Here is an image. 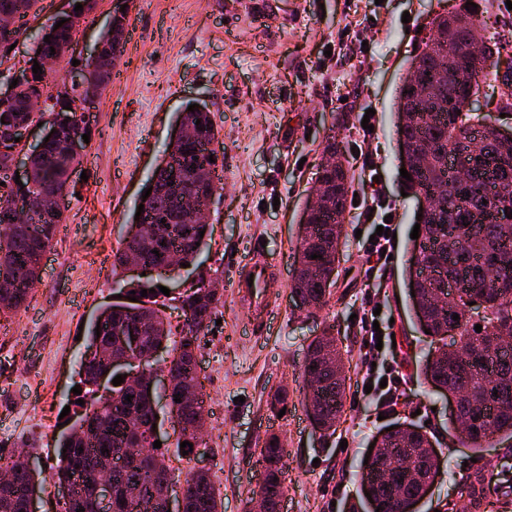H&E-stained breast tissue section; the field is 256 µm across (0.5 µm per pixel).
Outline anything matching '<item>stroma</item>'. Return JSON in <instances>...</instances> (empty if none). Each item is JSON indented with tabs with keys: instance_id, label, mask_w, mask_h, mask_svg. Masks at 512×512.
<instances>
[{
	"instance_id": "1",
	"label": "stroma",
	"mask_w": 512,
	"mask_h": 512,
	"mask_svg": "<svg viewBox=\"0 0 512 512\" xmlns=\"http://www.w3.org/2000/svg\"><path fill=\"white\" fill-rule=\"evenodd\" d=\"M113 0H99L81 22L73 55L99 42ZM467 0H133L123 53L91 117L92 137L77 167L64 224L46 251L27 303L0 317V455L29 452L36 469L56 463L68 426L60 414L72 404L85 351L80 328L115 294L112 255L122 248L126 220L172 139L175 114L188 101L206 103L224 141V196L209 219V245L182 279H211L223 291L213 332L197 351L207 411L197 446L201 463L223 493L224 512H246L259 475L267 434L286 449L283 512H339L356 501L354 475L383 427L372 403L345 405L336 433L315 432L306 414L302 366L311 341L331 330L349 353L347 388L363 373L349 318L364 289V256L355 236L358 212L342 229L347 256L327 307L299 310L291 296L299 212L316 187L328 140L339 144L358 193L382 194L393 209L397 262L380 299L400 349L407 381L396 410L413 423L429 418L441 430L448 401L411 365L430 345L412 316L403 278L417 202L402 196L393 102L429 19ZM486 43L512 44L506 0H474ZM410 21H403V14ZM353 39L343 43L341 30ZM373 132H365V125ZM377 170L376 182L363 173ZM264 241L254 253V240ZM265 260L276 281L267 332L251 331L253 316L229 282L243 265ZM287 389L284 414L270 410L271 393ZM455 476H439L418 512H438L465 479L470 449L444 446Z\"/></svg>"
}]
</instances>
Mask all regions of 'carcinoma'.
I'll list each match as a JSON object with an SVG mask.
<instances>
[{"instance_id": "obj_1", "label": "carcinoma", "mask_w": 512, "mask_h": 512, "mask_svg": "<svg viewBox=\"0 0 512 512\" xmlns=\"http://www.w3.org/2000/svg\"><path fill=\"white\" fill-rule=\"evenodd\" d=\"M41 0H0V17L17 20L40 15ZM83 10H70L41 26L34 38L29 67L19 71L21 91L14 99H0V150L10 151L19 145L10 138L18 126L51 116L62 128L75 129L80 122L76 101L91 95L101 98L112 79V71L123 52L125 26L108 29L100 39L97 58L81 66L90 69L91 80L81 90L69 87L65 77L41 74L35 79L32 64H43L51 56L59 57L62 48L73 40L75 29L94 0H72ZM61 27H55L60 20ZM435 41L411 59L408 76L419 84L425 98L402 85L394 102V127L397 147L416 146L421 154L410 167V191L417 189L437 196L435 216L424 224L418 238L411 241L404 279L409 282L412 314L419 317L417 307L429 309L428 323L432 339L442 347L428 351L417 372L441 392L446 387L459 394L456 412L448 414L443 430L455 429L456 419L463 420L464 429L456 438L458 446L480 453L494 448L504 440H512V343L496 346L490 341L495 334L512 337V224H501L499 209L512 210V137L480 130L472 123L470 98L480 92L472 78L484 82L498 78L497 64L504 46H484L482 60L462 67L454 55V46L474 37L481 22L469 12L437 15L431 20ZM26 34L19 25L0 28V60L8 55L14 39ZM50 42H44L45 36ZM55 52H50V49ZM175 126L183 138L171 141L148 180L151 189L139 219L129 217L130 227L140 228L136 239L124 242L113 256L112 274L119 277L134 258L148 266L168 264L169 253L176 250L180 261L189 264L208 236L184 209L187 199L220 201V187L205 181L201 170L215 168L218 148L223 146L220 130L211 118L207 104L201 102L194 111L183 108L177 113ZM479 140L478 149L465 157L471 182L455 177V160L451 144L457 139ZM319 181L331 193L332 208L303 207L299 215L296 250L298 266L292 277L291 292L322 309L333 294L336 278L333 262L322 257L328 249L340 250L336 216L347 209L351 181L343 168L322 169ZM70 193L67 160L58 146L50 144L32 160L28 178L12 184L0 177V279L7 287L0 288V315L22 307L29 297V283L39 277L40 257L51 245L58 225L64 221L65 209H54L55 200ZM22 198L27 211L17 216L10 207L12 198ZM159 254H154V251ZM318 258L313 259L311 255ZM426 268L445 272L455 291L440 301L432 299L436 280L421 275ZM163 275L147 280L135 288V296L143 305L130 316L113 310H101L88 325L86 351L78 363V376L83 399V412L58 442L57 463L50 480L57 484L69 479L72 495L65 501V512H103L95 494L96 479L104 462L118 463L112 471V507L110 512H165L162 491L182 483L183 512H223L222 492L209 474H196L188 468L185 477L175 475L167 452L150 446L157 427L152 396L142 390L146 379L112 387V396L103 401L94 396L98 377L109 372L110 378L121 368H110L111 358L122 351V343L113 336L118 325L133 327L142 348L149 350L171 341L173 330L162 314L164 294L158 285ZM149 294L143 297L141 291ZM471 290L481 296L484 314L481 332L470 323L469 311L461 304V293ZM221 297L214 290L197 289L183 299V323L180 340L171 341L169 361L160 366L148 362L149 371H166L171 378L170 401L180 398L175 424L177 443L197 444V431L205 426L202 383L197 371L199 337L206 334L216 314ZM459 319H453V314ZM100 331H95V328ZM450 342H445V339ZM344 359L342 346L325 332L308 347L303 374L312 382L313 408L307 411L312 427L324 436L336 431L342 418L346 386L336 377V360ZM132 396L126 401L125 396ZM386 446L369 465H361L357 474L360 498L351 512H360L370 493L382 512H391L396 498L417 499L424 493L423 476L432 467L425 448L429 433L415 428L386 435ZM264 463L262 481L253 494L266 503V512H277L276 506L285 494L281 476L284 448L277 435H270L261 450ZM0 479V512H29L27 489L35 481L29 458L9 459ZM493 471L482 467L471 473L459 492L469 501L493 509L494 502H485L486 486Z\"/></svg>"}]
</instances>
